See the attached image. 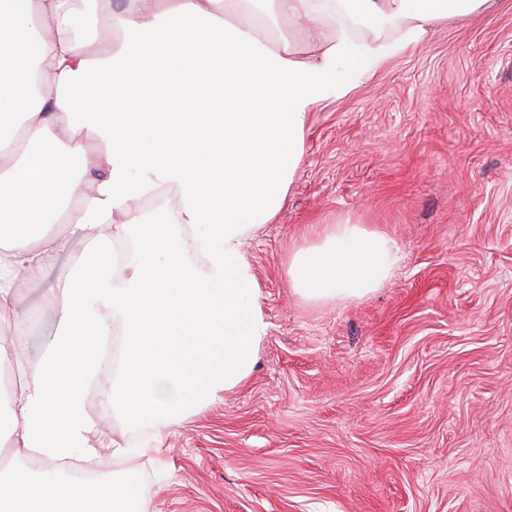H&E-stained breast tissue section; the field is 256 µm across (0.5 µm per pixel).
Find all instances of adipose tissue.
I'll list each match as a JSON object with an SVG mask.
<instances>
[{
	"instance_id": "adipose-tissue-1",
	"label": "adipose tissue",
	"mask_w": 512,
	"mask_h": 512,
	"mask_svg": "<svg viewBox=\"0 0 512 512\" xmlns=\"http://www.w3.org/2000/svg\"><path fill=\"white\" fill-rule=\"evenodd\" d=\"M74 2L0 0V360L19 379L0 434L42 465L0 472V512H144L126 482L61 476V459L102 446L78 401L96 390L152 429L247 378L267 323L245 240L287 199L307 113L487 0H337L334 21L320 0H265L275 23L312 24L275 40L230 0H99L122 38L97 52ZM160 183L171 200L145 209ZM132 233L116 262L112 244ZM76 235L85 250L60 264ZM398 260L384 233L327 224L289 254L288 286L360 301ZM49 270L58 328L36 362L21 290ZM116 333L112 374L99 353Z\"/></svg>"
}]
</instances>
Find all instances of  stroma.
Segmentation results:
<instances>
[{
  "instance_id": "stroma-1",
  "label": "stroma",
  "mask_w": 512,
  "mask_h": 512,
  "mask_svg": "<svg viewBox=\"0 0 512 512\" xmlns=\"http://www.w3.org/2000/svg\"><path fill=\"white\" fill-rule=\"evenodd\" d=\"M386 233L367 299L309 303L288 253ZM268 334L250 376L176 418L148 512H512V0L435 25L308 112L275 219L249 238Z\"/></svg>"
}]
</instances>
